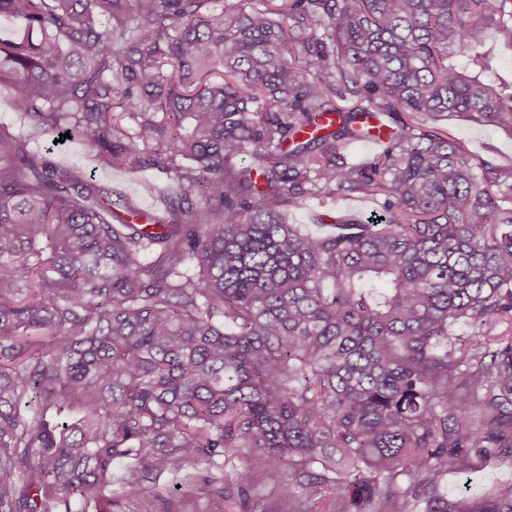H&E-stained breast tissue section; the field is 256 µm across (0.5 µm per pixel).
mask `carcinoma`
Listing matches in <instances>:
<instances>
[{"label":"carcinoma","instance_id":"obj_1","mask_svg":"<svg viewBox=\"0 0 512 512\" xmlns=\"http://www.w3.org/2000/svg\"><path fill=\"white\" fill-rule=\"evenodd\" d=\"M210 2L0 0L36 136L80 129L98 167L182 190L120 211L0 124V512H112L139 475L241 456L238 487L298 490L281 512H512V487L439 493L512 448V340L487 339L512 318V164L433 126L512 135V81L484 75L512 0ZM354 193L379 214L325 234L280 211Z\"/></svg>","mask_w":512,"mask_h":512}]
</instances>
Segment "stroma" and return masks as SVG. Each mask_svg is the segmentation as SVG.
<instances>
[{
    "label": "stroma",
    "mask_w": 512,
    "mask_h": 512,
    "mask_svg": "<svg viewBox=\"0 0 512 512\" xmlns=\"http://www.w3.org/2000/svg\"><path fill=\"white\" fill-rule=\"evenodd\" d=\"M446 128L452 137L465 144L475 155L502 164L512 162V137L500 130L455 119L448 120ZM57 160L66 166L78 164L94 171L98 181L111 186L114 197L127 199L145 210L162 211L166 197L177 191L175 184L164 180L151 169L130 173L96 168L86 138L78 130L58 152ZM373 209V202L353 195L338 198L328 205L318 197L309 196L300 206L285 205L281 211L288 223L312 227L316 224L317 215L327 210L340 214H368ZM241 465V460L237 459L225 463L223 469L219 470L208 462H200L198 469L207 481L202 488H176L174 477L166 472L142 479L141 485L152 512H277L285 476L258 474L248 494L243 495L232 481L234 469ZM495 486H512V458L484 457L474 453L465 468L449 472L441 492L453 501H474Z\"/></svg>",
    "instance_id": "obj_1"
}]
</instances>
